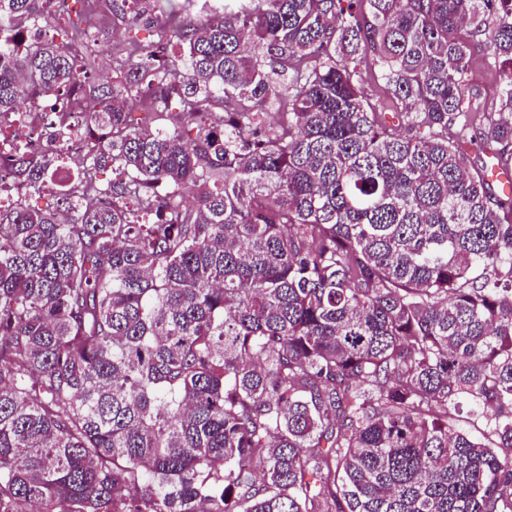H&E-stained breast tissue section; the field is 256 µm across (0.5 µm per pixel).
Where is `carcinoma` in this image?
<instances>
[{
    "label": "carcinoma",
    "instance_id": "carcinoma-1",
    "mask_svg": "<svg viewBox=\"0 0 512 512\" xmlns=\"http://www.w3.org/2000/svg\"><path fill=\"white\" fill-rule=\"evenodd\" d=\"M0 125V512H512V0H0ZM117 26H122L123 28V32H122V35L119 36V37H116L114 38L112 36V32L114 30L115 27ZM99 31L101 32V34L105 35V38H104V44L103 46L105 47V50L108 51L109 55L108 57H110L112 59V63L114 64L116 61L114 59V56H112V42L113 41H116L118 39H121V38H124V37H127L128 33H131L132 35H134L135 33H137L136 30H132L131 32L128 30V27L127 25L125 24H122L121 22L117 21L116 19L113 18L112 16V12L109 11L108 9H105L104 11L101 12L100 14V19H99ZM137 35L141 38V39H144L146 35V33L144 31H139L137 33ZM470 82L479 87L482 92V98L478 101L481 107H485L488 111L495 104L497 76L495 72L485 66L483 63H476L469 73ZM488 179L498 185L508 196L512 194V167L500 161H492L488 165Z\"/></svg>",
    "mask_w": 512,
    "mask_h": 512
}]
</instances>
